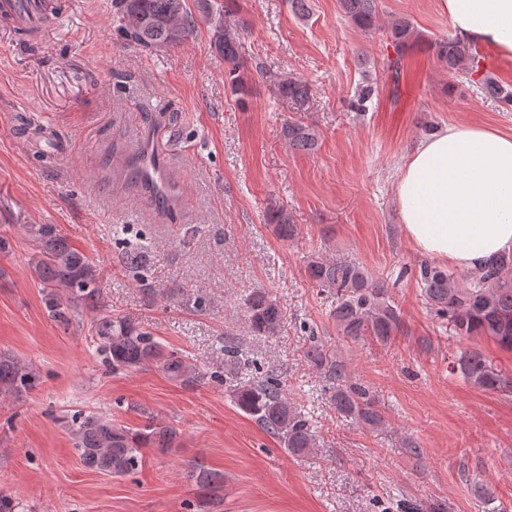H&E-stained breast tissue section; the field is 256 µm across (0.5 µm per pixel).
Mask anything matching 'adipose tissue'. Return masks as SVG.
Segmentation results:
<instances>
[{
    "instance_id": "ef3b65f1",
    "label": "adipose tissue",
    "mask_w": 512,
    "mask_h": 512,
    "mask_svg": "<svg viewBox=\"0 0 512 512\" xmlns=\"http://www.w3.org/2000/svg\"><path fill=\"white\" fill-rule=\"evenodd\" d=\"M455 34L512 59V0H439ZM396 197L413 248L459 269L512 252V135L446 125L400 168Z\"/></svg>"
}]
</instances>
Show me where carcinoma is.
Instances as JSON below:
<instances>
[{"label": "carcinoma", "instance_id": "obj_1", "mask_svg": "<svg viewBox=\"0 0 512 512\" xmlns=\"http://www.w3.org/2000/svg\"><path fill=\"white\" fill-rule=\"evenodd\" d=\"M233 0H224L216 9L211 0H197V13L187 9L185 0H113L117 31L129 44L154 50L182 44L203 20L212 30L211 49L224 59L225 84L239 103H245L250 87L243 77L245 62L239 53V33L223 25L216 27L217 17L225 13ZM345 16L363 30L372 28L377 0H340ZM389 39L396 56L383 61V69L400 68L401 51L420 39L413 24L399 18L390 26ZM437 58L448 70L465 76L481 72L483 56L471 44L458 38L437 41L433 45ZM283 96L305 101L307 88L288 78L276 82ZM375 93L369 82L357 90L351 108L363 111ZM289 145L300 151H312L318 143L314 128L290 120L283 128ZM282 239L292 238L297 227L288 211L272 208L266 215ZM25 232L36 249L34 274L47 291L48 313L56 322L68 327L87 312L106 365L114 371H138L158 363L176 380L187 381L192 366L182 356L165 351L150 333L122 317L102 309L96 287L95 270L89 258L70 245L52 224H29ZM127 270L140 274L143 252L134 248L122 258ZM305 273L315 284L335 291L336 307L332 312L340 335L357 341L373 336L386 344L399 331L401 311L391 300L389 283L372 278L365 267L353 258L328 260L318 254L305 262ZM417 283L429 309L435 316L448 319L455 335L461 338L484 336L512 351V254L491 258L467 276L463 287L455 284L454 275L424 261L418 265ZM251 330L259 336H275L283 327L284 312L268 292L257 289L245 302ZM304 356L324 374L325 392L343 418L375 428L384 423L378 401L369 389L353 381L347 366L325 343L309 331ZM457 369L470 383L487 390L504 386L503 379L488 366L481 352L464 350L457 359ZM36 381L34 370L8 353H0V394L12 395L29 389ZM224 387L235 404L252 417L269 435L277 438L293 456H305L316 445V435L309 420L288 400L281 379L272 374L251 371L236 341L224 342ZM74 445L85 467L117 476H128L143 464L142 449L151 446L171 448L176 431L153 422L134 430L98 413L78 412L68 421ZM192 479L200 489L216 493L224 477L203 466H195Z\"/></svg>", "mask_w": 512, "mask_h": 512}]
</instances>
